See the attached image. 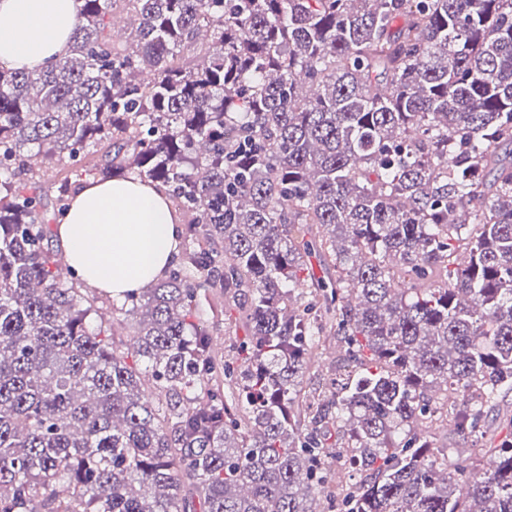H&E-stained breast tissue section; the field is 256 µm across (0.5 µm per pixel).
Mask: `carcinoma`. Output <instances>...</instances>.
<instances>
[{
    "instance_id": "cac0c4a2",
    "label": "carcinoma",
    "mask_w": 512,
    "mask_h": 512,
    "mask_svg": "<svg viewBox=\"0 0 512 512\" xmlns=\"http://www.w3.org/2000/svg\"><path fill=\"white\" fill-rule=\"evenodd\" d=\"M76 2L67 56L0 62V512H512V0ZM131 175L185 222L123 351L49 221ZM216 288L228 359L190 320ZM329 448L368 475L339 501ZM333 348H336V338L335 336H328L325 345L309 355L310 369L304 382L307 391L317 389V392H319L324 389V384L330 375L333 363L339 357V350L336 349V354H333Z\"/></svg>"
}]
</instances>
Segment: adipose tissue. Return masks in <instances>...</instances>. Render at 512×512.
Instances as JSON below:
<instances>
[{
  "label": "adipose tissue",
  "mask_w": 512,
  "mask_h": 512,
  "mask_svg": "<svg viewBox=\"0 0 512 512\" xmlns=\"http://www.w3.org/2000/svg\"><path fill=\"white\" fill-rule=\"evenodd\" d=\"M75 22V0H0V61L33 70L60 59ZM56 236L79 280L116 300L160 279L179 251L165 194L137 179L82 187Z\"/></svg>",
  "instance_id": "ef3b65f1"
}]
</instances>
